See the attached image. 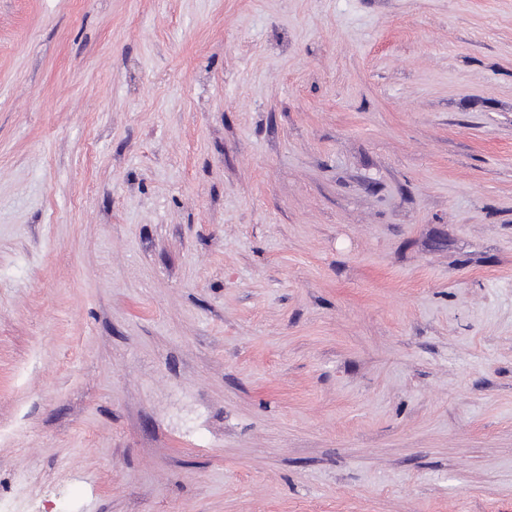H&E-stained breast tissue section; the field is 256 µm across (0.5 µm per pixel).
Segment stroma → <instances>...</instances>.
Listing matches in <instances>:
<instances>
[{"label":"stroma","instance_id":"stroma-1","mask_svg":"<svg viewBox=\"0 0 512 512\" xmlns=\"http://www.w3.org/2000/svg\"><path fill=\"white\" fill-rule=\"evenodd\" d=\"M0 512H512V0H0Z\"/></svg>","mask_w":512,"mask_h":512}]
</instances>
